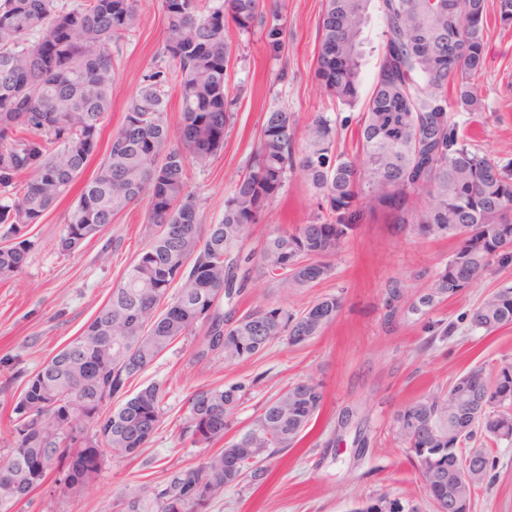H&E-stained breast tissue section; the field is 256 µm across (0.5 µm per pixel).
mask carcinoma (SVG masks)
<instances>
[{
  "label": "carcinoma",
  "mask_w": 512,
  "mask_h": 512,
  "mask_svg": "<svg viewBox=\"0 0 512 512\" xmlns=\"http://www.w3.org/2000/svg\"><path fill=\"white\" fill-rule=\"evenodd\" d=\"M165 0L163 55L169 68L145 75L119 131L84 183L57 240L70 255L147 195L158 235L79 336L29 374L11 419L12 450L0 461V512L54 474L66 489L94 482L106 453L138 455L162 417V384L126 395L132 379L175 343L201 332L196 363L248 360L273 341L303 345L321 335L341 308L331 295L301 312L266 303L240 313L253 269L283 292L309 287L302 261L332 271L330 259L354 225L377 211L393 214L423 237L458 242L427 294L410 301L419 312L483 279L494 265H512V161L471 147L454 115L484 111L476 81L488 58L487 0H324L318 22L316 79L336 103L319 112L296 143V118L265 113L246 171L224 199L218 224H200L187 190L189 161L205 166L233 123L226 87L230 31L259 34L283 56L288 18L265 0ZM383 21L373 89L357 121L341 116L361 100L365 32L372 11ZM495 20L512 25V0H497ZM140 25L136 0H84L65 11L56 0H0V281L17 277L35 247L34 225L83 174L111 107V45ZM179 84L182 121L166 120L164 86ZM356 123L355 151L338 150L342 130ZM297 174L317 199L307 224L278 227L260 251L242 252L249 225ZM171 304L159 310L160 304ZM471 326L488 335L512 324V287L490 293ZM245 384L205 386L189 401L180 436L195 446L224 447L155 485L123 499V512H207L225 490L264 483L268 463L299 445L324 401L313 377L280 391L241 432L228 437ZM390 429L416 461L433 512L454 501L470 512L494 458L464 451L477 435L512 442V365L470 367L446 389L418 397L393 416ZM52 449L43 470L30 461ZM233 452L239 467L225 466ZM351 512H419L387 493L356 502Z\"/></svg>",
  "instance_id": "carcinoma-1"
}]
</instances>
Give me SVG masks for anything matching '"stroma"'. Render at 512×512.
<instances>
[{"instance_id":"35a3bbf8","label":"stroma","mask_w":512,"mask_h":512,"mask_svg":"<svg viewBox=\"0 0 512 512\" xmlns=\"http://www.w3.org/2000/svg\"><path fill=\"white\" fill-rule=\"evenodd\" d=\"M285 6L284 60L271 56L257 37H232L235 63L227 81L230 94L237 97L233 124L223 149L207 166L192 163L187 169L202 223L222 219L224 199L250 162L265 112H293L302 131L315 113L334 109L315 78L322 0H285ZM137 8L139 27L112 47V105L85 169L89 175L121 128L144 75L162 60L164 0H138ZM283 68L288 71L284 79L278 76ZM479 93L484 112L478 117L459 114V126L475 148L504 162L512 160V26L490 27ZM78 196V190H71L33 227L38 245L22 273L0 282V459L10 452L6 423L25 375L79 336L158 232L147 220L150 204L144 199L80 251L61 255L56 243ZM316 208L300 177L289 175L260 222L250 226L245 250L260 247L276 226L308 223ZM455 248L454 241L416 235L390 215L374 214L355 225L333 260L330 276L313 287L286 294L257 277L242 309L271 303L301 311L333 295L342 301L340 312L322 336L306 345L279 340L233 365L194 363V339L176 343L129 386L133 392L153 382L165 388L160 426L140 455L106 460L93 484L81 492L48 479L20 503V512H112L119 498L147 494L169 473L204 455V448L179 437L188 400L198 388L246 384L248 393L236 413L242 426L281 389L309 376L325 389L313 430L300 446L272 462L264 484L241 483L214 500L208 512H348L355 500L382 492L431 512L413 463L390 431L394 412L448 386L475 364H512V325L486 335L469 322L488 294L512 285V266L492 268L484 279L425 314L407 310L410 299L429 291ZM393 288L404 292L395 307L389 302ZM488 449L496 467L491 481L477 492L472 512H512V443H492Z\"/></svg>"}]
</instances>
